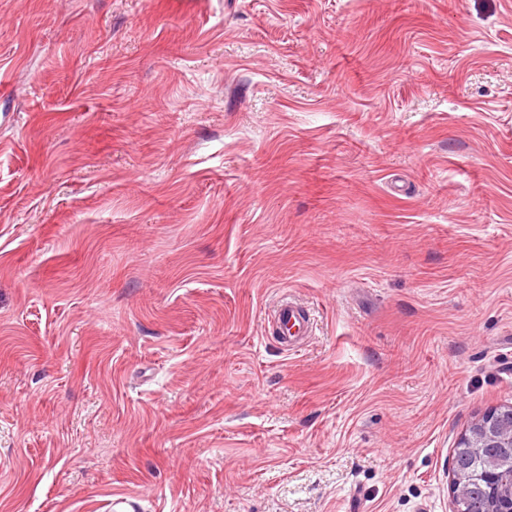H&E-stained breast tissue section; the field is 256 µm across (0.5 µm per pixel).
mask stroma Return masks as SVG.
I'll return each mask as SVG.
<instances>
[{"mask_svg":"<svg viewBox=\"0 0 512 512\" xmlns=\"http://www.w3.org/2000/svg\"><path fill=\"white\" fill-rule=\"evenodd\" d=\"M511 337L512 0H0V512H453ZM275 319L281 332L279 344L284 351L296 349L310 330V319L305 311L291 300H281L275 311Z\"/></svg>","mask_w":512,"mask_h":512,"instance_id":"stroma-1","label":"stroma"}]
</instances>
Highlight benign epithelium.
<instances>
[{
	"label": "benign epithelium",
	"mask_w": 512,
	"mask_h": 512,
	"mask_svg": "<svg viewBox=\"0 0 512 512\" xmlns=\"http://www.w3.org/2000/svg\"><path fill=\"white\" fill-rule=\"evenodd\" d=\"M458 447L465 454L483 456L484 463L481 472L475 473L463 458L454 460L449 491L455 512H464L461 504L471 485L478 481L487 486L483 512H512V406L506 417L488 412L472 421Z\"/></svg>",
	"instance_id": "1"
}]
</instances>
